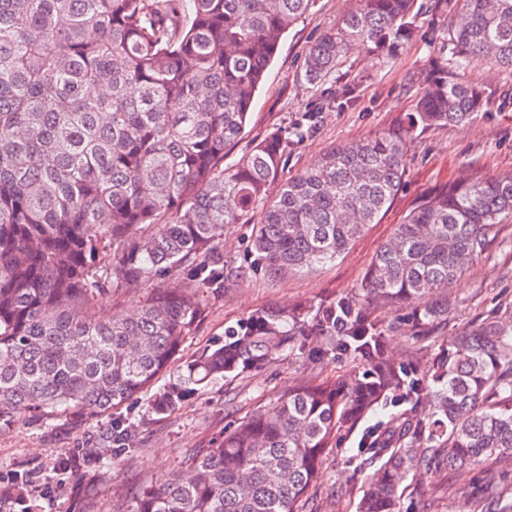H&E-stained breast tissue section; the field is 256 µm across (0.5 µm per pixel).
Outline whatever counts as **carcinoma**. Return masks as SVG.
<instances>
[{
  "instance_id": "carcinoma-1",
  "label": "carcinoma",
  "mask_w": 512,
  "mask_h": 512,
  "mask_svg": "<svg viewBox=\"0 0 512 512\" xmlns=\"http://www.w3.org/2000/svg\"><path fill=\"white\" fill-rule=\"evenodd\" d=\"M416 2L356 0L308 50V83L355 44L384 56L410 44L426 13ZM315 3L0 0V431L48 410L92 417L149 390L200 321L203 289L342 256L397 195L413 132L478 115L481 91L458 78L469 57L512 68V0H467L406 125L330 149L272 195L319 111L229 167L224 157L283 37ZM507 218L512 175L432 188L372 258L365 299L425 301L418 326L447 315L453 283ZM240 223L252 226L250 257L229 269L217 249L224 225ZM187 270L184 288H158L127 315L96 306L101 293ZM289 318L254 310L160 388L153 411L280 356ZM318 326L365 370L293 386L201 450L189 478L143 487L128 512H299L338 432L388 399L410 408L369 447L375 466L357 512H400L416 458L460 473L512 460V311L408 369L388 359L385 331L356 296L322 306ZM480 503L512 512V497Z\"/></svg>"
}]
</instances>
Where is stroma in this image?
Segmentation results:
<instances>
[{"label": "stroma", "instance_id": "35a3bbf8", "mask_svg": "<svg viewBox=\"0 0 512 512\" xmlns=\"http://www.w3.org/2000/svg\"><path fill=\"white\" fill-rule=\"evenodd\" d=\"M354 0H317L282 41L258 92L242 139L225 156L233 164L256 141L287 130L302 112L316 108L320 121L288 157L282 178L313 167L331 147L369 139L402 122L421 94L423 80L443 54L447 30L461 13L463 0L437 7L421 25L418 38L396 56L382 61L366 49H353L337 71L312 85L303 61L316 36L332 27ZM479 87L483 107L475 120L416 131L407 156L404 189L380 223L336 261L283 278L257 272L236 287L204 292L206 313L182 347L187 364L220 344L225 333L256 309L285 312L305 308L308 315L295 329L293 349L251 372L212 381L171 412L149 410L148 395L98 417L25 418L0 431V494L11 476L33 473L60 485L53 512H127L140 485L163 475L185 474L188 460L233 421L275 406L288 386L309 379H336L358 371L348 352L336 349L316 327L319 306L348 296L360 285L379 246L415 198L449 182H471L512 174V69L476 57L461 72ZM185 277L119 289L101 296L108 312L136 308L155 287L180 288ZM447 316L413 330L408 318L415 305L399 309L371 303L368 310L386 331L387 349L397 363L409 366L438 355L460 332L512 309V223L503 224L489 251L470 264L450 290ZM402 404L380 407L351 430L341 432L328 449L323 476L309 489L300 512H356L367 488L370 436L379 426L395 424ZM134 427L131 452H107L113 427ZM497 464L457 475L448 468L424 472L413 467L403 485L402 512H478V495L512 492V466L496 479Z\"/></svg>", "mask_w": 512, "mask_h": 512}]
</instances>
